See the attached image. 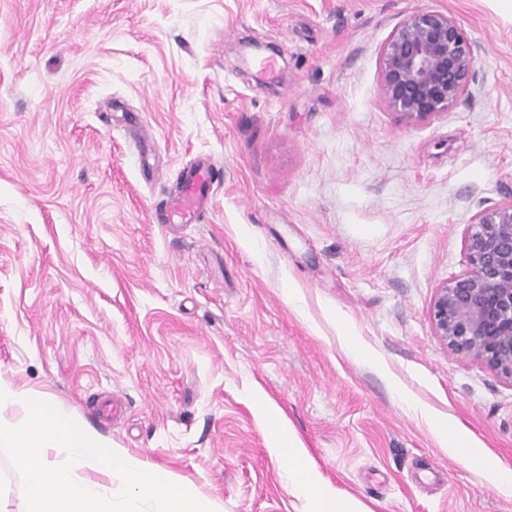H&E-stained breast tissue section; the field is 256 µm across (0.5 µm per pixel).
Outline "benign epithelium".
Returning a JSON list of instances; mask_svg holds the SVG:
<instances>
[{"instance_id":"benign-epithelium-1","label":"benign epithelium","mask_w":512,"mask_h":512,"mask_svg":"<svg viewBox=\"0 0 512 512\" xmlns=\"http://www.w3.org/2000/svg\"><path fill=\"white\" fill-rule=\"evenodd\" d=\"M476 57L451 15L416 11L382 50L388 105L410 118L436 116L469 89ZM468 269L438 289L431 306L437 335L457 354L512 381V200L476 216L465 238Z\"/></svg>"}]
</instances>
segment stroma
I'll return each instance as SVG.
<instances>
[{
	"label": "stroma",
	"instance_id": "35a3bbf8",
	"mask_svg": "<svg viewBox=\"0 0 512 512\" xmlns=\"http://www.w3.org/2000/svg\"><path fill=\"white\" fill-rule=\"evenodd\" d=\"M420 10L453 15L476 66L411 120L380 59ZM198 158L222 179L172 229ZM510 201L512 0H0V379L217 512L304 508L263 397L370 512H512L399 399L512 468V381L430 319L475 216Z\"/></svg>",
	"mask_w": 512,
	"mask_h": 512
}]
</instances>
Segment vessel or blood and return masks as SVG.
<instances>
[{
	"label": "vessel or blood",
	"instance_id": "obj_1",
	"mask_svg": "<svg viewBox=\"0 0 512 512\" xmlns=\"http://www.w3.org/2000/svg\"><path fill=\"white\" fill-rule=\"evenodd\" d=\"M222 174L221 167L203 160L180 172L181 189L166 208L162 221L166 224H194L210 199V191Z\"/></svg>",
	"mask_w": 512,
	"mask_h": 512
}]
</instances>
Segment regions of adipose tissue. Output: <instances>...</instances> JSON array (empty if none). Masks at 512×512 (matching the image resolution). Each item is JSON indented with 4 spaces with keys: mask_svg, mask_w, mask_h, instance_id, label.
<instances>
[{
    "mask_svg": "<svg viewBox=\"0 0 512 512\" xmlns=\"http://www.w3.org/2000/svg\"><path fill=\"white\" fill-rule=\"evenodd\" d=\"M405 406L427 424L449 454H466L494 490L512 497V469L490 458L484 448L450 423L447 415L417 400H406ZM261 415L273 428L270 437L271 453L289 457L288 484L304 499V512H369L361 502L338 495L335 488L322 479L315 462L298 439L284 438L287 420L278 407L262 402Z\"/></svg>",
    "mask_w": 512,
    "mask_h": 512,
    "instance_id": "obj_1",
    "label": "adipose tissue"
}]
</instances>
